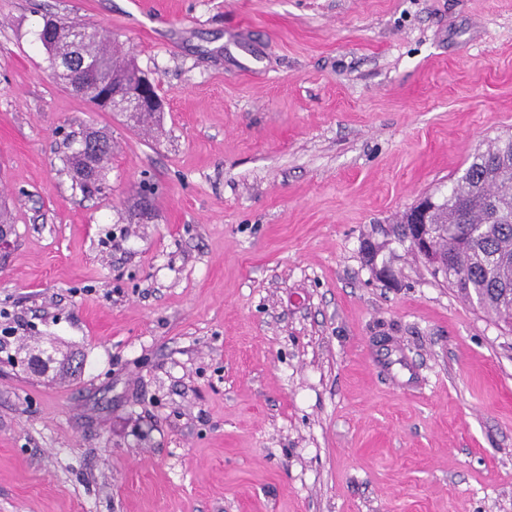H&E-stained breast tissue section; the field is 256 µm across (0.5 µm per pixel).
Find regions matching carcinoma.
Wrapping results in <instances>:
<instances>
[{"mask_svg":"<svg viewBox=\"0 0 512 512\" xmlns=\"http://www.w3.org/2000/svg\"><path fill=\"white\" fill-rule=\"evenodd\" d=\"M63 31L76 30L83 39V62L69 67L65 87L96 103L98 85L95 66L103 68L112 88L124 90L138 70L105 38L99 27L76 26L59 19ZM70 46L56 43L48 51L50 66L68 67ZM93 136L104 148L88 151L85 145L69 162L79 176L80 187L97 190L103 183L112 159V140L96 131L85 132L81 141ZM433 219L438 224L442 266L431 268L448 286L475 302L485 313L512 329V135L496 139L493 147L471 157L462 175L435 202Z\"/></svg>","mask_w":512,"mask_h":512,"instance_id":"1","label":"carcinoma"}]
</instances>
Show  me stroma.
<instances>
[{"label": "stroma", "instance_id": "1", "mask_svg": "<svg viewBox=\"0 0 512 512\" xmlns=\"http://www.w3.org/2000/svg\"><path fill=\"white\" fill-rule=\"evenodd\" d=\"M140 2L0 0V512H512V332L385 233L512 134V0ZM49 16L158 133L56 79ZM58 20L62 31L76 30L80 35H87L83 39V62L76 68L68 65L71 52L67 42H58L54 44L52 50L47 52L51 68H55L57 63L63 67L68 66V82L64 84L66 89H70L96 106L99 86L101 94L97 105L105 110L111 108L114 111L123 105L130 112H155L161 107L156 86L154 87L153 81L145 72L137 74L138 79L128 95L117 98L115 94H111L107 78L110 80L112 89L124 91L131 83L135 71L139 70L135 62L123 58L121 52L115 49L116 44L105 38L99 27L90 24L76 26L63 18ZM96 65L103 68L106 77L98 76V85L94 74ZM153 87L159 99L154 96ZM93 136L103 140L104 148L99 151L88 152L84 142ZM112 159V140L97 131L83 133L80 140V148L72 154L69 162L75 168L79 176V184L83 190H97L103 183Z\"/></svg>", "mask_w": 512, "mask_h": 512}]
</instances>
